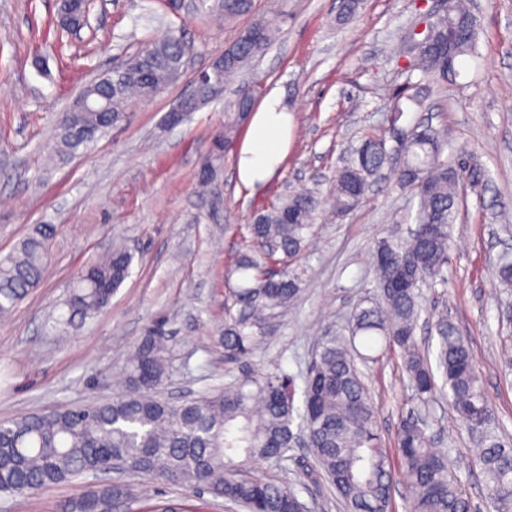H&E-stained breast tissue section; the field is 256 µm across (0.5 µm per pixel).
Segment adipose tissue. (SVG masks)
I'll use <instances>...</instances> for the list:
<instances>
[{"mask_svg":"<svg viewBox=\"0 0 512 512\" xmlns=\"http://www.w3.org/2000/svg\"><path fill=\"white\" fill-rule=\"evenodd\" d=\"M292 116L279 88H270L251 114L236 154L239 181L248 187L267 182L288 150Z\"/></svg>","mask_w":512,"mask_h":512,"instance_id":"adipose-tissue-1","label":"adipose tissue"}]
</instances>
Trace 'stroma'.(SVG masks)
<instances>
[{"label":"stroma","mask_w":512,"mask_h":512,"mask_svg":"<svg viewBox=\"0 0 512 512\" xmlns=\"http://www.w3.org/2000/svg\"><path fill=\"white\" fill-rule=\"evenodd\" d=\"M340 0H254L253 14L276 19L278 41L255 63L247 82L280 86L293 113L288 155L262 187L236 176L234 158L221 174V206L196 191L205 148L224 127V102L200 108L181 124L167 113L192 89L191 74L232 43L241 23L219 25L199 11H174L164 0H93L79 36L49 33L59 0H0V256L40 224L56 225L50 266L39 285L0 321V421L27 413L99 402L116 395L126 351L152 322L169 336L170 367L157 391L177 404L264 367L300 376L326 328L347 334L356 306L372 294V245L388 232L407 234L413 192L386 176L343 217L314 224L300 259L299 297L274 314L253 355L228 362L216 338L224 323L225 271L241 248L240 227L285 189L332 194L349 150L389 127L400 103V128L424 125L447 133L457 153L480 163L483 186L467 191L453 227L446 286L424 289L426 307L447 308L466 336L486 399L512 438V373L499 353L512 340L502 317L512 292L493 279L497 255L512 251V0H477V60L459 64L456 80L422 78L400 57L401 37L437 0H362L339 20ZM178 31L191 43L190 73L151 102L131 107L128 122L92 150L62 163L47 156L61 112L82 87L148 41ZM124 242L135 254L131 275L108 309L60 336L56 307L82 265ZM378 404L385 441L416 402L396 355L362 367ZM432 413L455 474L478 512H492L479 448L447 401ZM257 471L290 483L308 512H345L309 449ZM146 496L116 512H144L147 502L191 500L186 485L145 478ZM77 485L38 495H1L0 512H58Z\"/></svg>","instance_id":"35a3bbf8"}]
</instances>
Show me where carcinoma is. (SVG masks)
Returning <instances> with one entry per match:
<instances>
[{
  "label": "carcinoma",
  "instance_id": "1",
  "mask_svg": "<svg viewBox=\"0 0 512 512\" xmlns=\"http://www.w3.org/2000/svg\"><path fill=\"white\" fill-rule=\"evenodd\" d=\"M453 24L438 15L422 43L408 36L403 52L425 78L448 81V62L477 58V18L470 0H451ZM253 0H204L199 11L235 22L252 13ZM276 36L273 23L257 18L224 48V84L230 85ZM186 71L182 38L170 32L141 47L116 74L87 83L81 95L112 100V113L74 112L58 121L53 152L65 161L78 155L113 127L125 122L127 107L167 89ZM257 101L242 87L224 103V131L212 137L198 176L204 192L206 173L221 170L235 149L240 128ZM448 138L429 126L406 133L403 164L396 180L417 197L415 228L405 238L387 233L374 241L373 286L376 299L356 308L350 337L322 338L297 388L282 370L262 371L228 389L179 404L156 395L168 368V336L153 323L129 351L122 373L124 390L109 401L33 413L0 422V494H36L112 471L113 458L125 471L186 484L244 507L247 512H289L293 487L256 476L251 464L282 461L303 444L311 449L347 512H391L395 476L408 489L406 512H472L448 461L436 446L433 424L410 413L399 424L393 447L382 443L378 408L357 367L365 360L355 346L382 343L402 361L416 398L428 406L442 395L459 424L481 444L479 466L493 512H512V442L493 426V413L480 382L467 339L448 317L433 314L438 344L435 363L421 352L416 328L423 310L421 288L446 284L451 229L458 216L463 176L478 186L481 171L442 158ZM394 147L382 132L368 133L336 171L333 210L338 216L365 198L388 164ZM322 207L314 191L287 192L260 207L244 225L243 251L231 266L224 301V330L217 344L224 357L252 355L268 316L291 307L300 292L302 272L293 266L306 249ZM56 226L42 224L18 250L0 257V317L7 316L35 288L48 268ZM134 255L121 245L88 262L61 304L57 322L74 328L104 311L130 276ZM496 279L512 287V259L501 256ZM301 401H296V395ZM135 496V485L114 479L79 490L59 512H112Z\"/></svg>",
  "mask_w": 512,
  "mask_h": 512
}]
</instances>
